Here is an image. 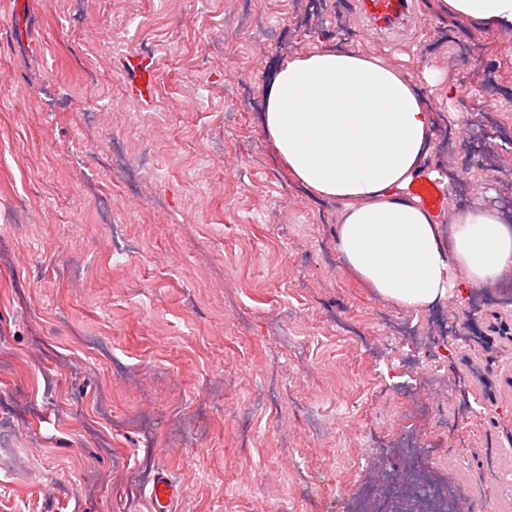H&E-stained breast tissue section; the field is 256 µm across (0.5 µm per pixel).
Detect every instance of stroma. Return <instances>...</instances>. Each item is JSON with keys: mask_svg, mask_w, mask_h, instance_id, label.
I'll use <instances>...</instances> for the list:
<instances>
[{"mask_svg": "<svg viewBox=\"0 0 512 512\" xmlns=\"http://www.w3.org/2000/svg\"><path fill=\"white\" fill-rule=\"evenodd\" d=\"M419 0L408 40L371 41L354 0H0V423L35 463L0 512H359L402 449L454 439L417 402L465 379L468 499L512 504V301L441 306L440 331L373 294L336 250L340 204L297 185L261 110L289 58L359 47L413 78L434 113L439 213L512 217V33ZM151 56V103L125 93ZM458 95H451V88ZM122 68L130 76L126 92L134 99L149 101L156 86V68L152 58L139 53L122 58ZM178 496V486L167 475L159 473L150 490L151 511L171 512Z\"/></svg>", "mask_w": 512, "mask_h": 512, "instance_id": "35a3bbf8", "label": "stroma"}]
</instances>
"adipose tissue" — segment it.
<instances>
[{"mask_svg":"<svg viewBox=\"0 0 512 512\" xmlns=\"http://www.w3.org/2000/svg\"><path fill=\"white\" fill-rule=\"evenodd\" d=\"M441 12L512 32V0H437ZM263 125L290 175L339 202L336 248L393 306L422 312L457 286L512 275V223L485 202L461 210L449 241L439 217L409 192L437 178L425 160L433 115L414 80L358 47L288 60L266 96Z\"/></svg>","mask_w":512,"mask_h":512,"instance_id":"ef3b65f1","label":"adipose tissue"}]
</instances>
